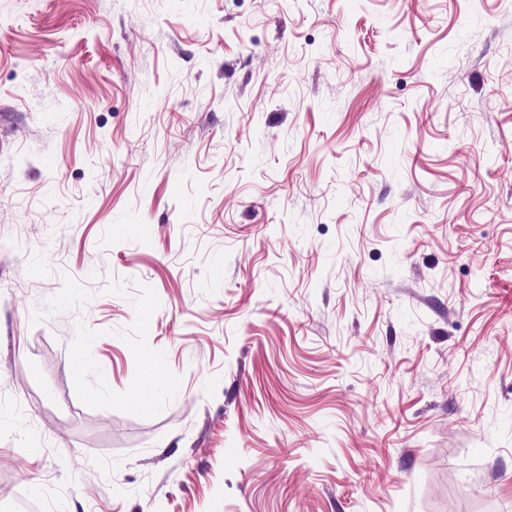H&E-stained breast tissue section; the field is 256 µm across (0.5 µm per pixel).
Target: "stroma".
Instances as JSON below:
<instances>
[{"mask_svg": "<svg viewBox=\"0 0 512 512\" xmlns=\"http://www.w3.org/2000/svg\"><path fill=\"white\" fill-rule=\"evenodd\" d=\"M512 512V0H0V512Z\"/></svg>", "mask_w": 512, "mask_h": 512, "instance_id": "35a3bbf8", "label": "stroma"}]
</instances>
